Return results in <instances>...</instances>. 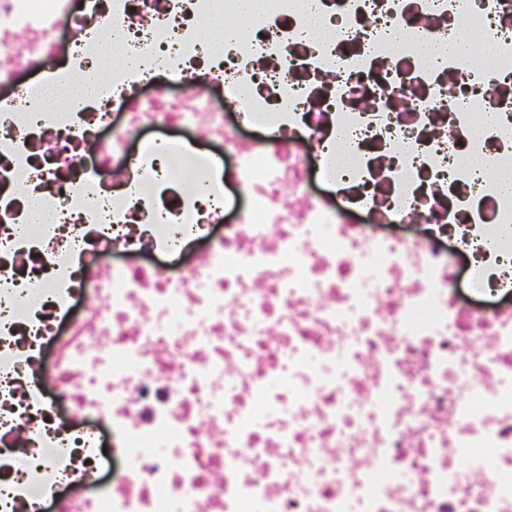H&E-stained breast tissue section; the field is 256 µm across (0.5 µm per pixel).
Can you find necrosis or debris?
I'll return each mask as SVG.
<instances>
[{
	"mask_svg": "<svg viewBox=\"0 0 512 512\" xmlns=\"http://www.w3.org/2000/svg\"><path fill=\"white\" fill-rule=\"evenodd\" d=\"M236 2L0 0V512H512V0Z\"/></svg>",
	"mask_w": 512,
	"mask_h": 512,
	"instance_id": "1",
	"label": "necrosis or debris"
}]
</instances>
